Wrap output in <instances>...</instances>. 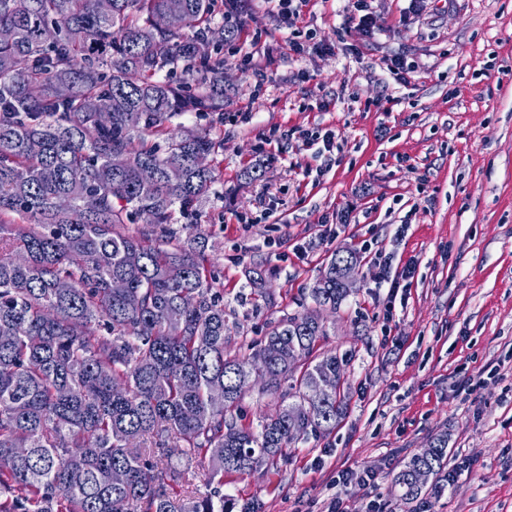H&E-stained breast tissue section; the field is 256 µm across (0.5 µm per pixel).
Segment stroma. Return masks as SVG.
I'll return each mask as SVG.
<instances>
[{
    "mask_svg": "<svg viewBox=\"0 0 512 512\" xmlns=\"http://www.w3.org/2000/svg\"><path fill=\"white\" fill-rule=\"evenodd\" d=\"M368 5L370 34L347 22L346 0H306L289 29L277 0L218 14L235 30L221 50L224 111L169 124L224 141L207 202L174 232L206 235L230 351L302 312L335 251L361 257L317 346L345 365V417L223 491L259 512H324L339 491L352 512L372 500L382 512H512V0ZM395 58L407 82L388 70ZM306 128L332 132L340 151L303 146ZM258 163L263 176L245 182ZM258 263L272 271L265 299L247 284ZM409 265L389 300L381 274ZM441 433L456 479L404 499L396 474ZM345 468L355 476L340 490Z\"/></svg>",
    "mask_w": 512,
    "mask_h": 512,
    "instance_id": "stroma-1",
    "label": "stroma"
}]
</instances>
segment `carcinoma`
Listing matches in <instances>:
<instances>
[{"instance_id": "cac0c4a2", "label": "carcinoma", "mask_w": 512, "mask_h": 512, "mask_svg": "<svg viewBox=\"0 0 512 512\" xmlns=\"http://www.w3.org/2000/svg\"><path fill=\"white\" fill-rule=\"evenodd\" d=\"M0 0V512H233L224 476L244 475L330 434L346 409L343 361L315 356L314 313L278 320L254 352H228L224 303L204 245L173 248L171 225L198 210L224 150L208 129L172 133L184 112L224 111L233 31L216 0ZM163 13L181 25H154ZM181 73L191 84H173ZM70 93L63 97L58 86ZM181 171L171 181L167 170ZM120 224H147L138 235ZM270 270L255 266L262 295ZM337 255L311 289L341 306ZM126 288L116 291L112 281ZM264 394L288 399L258 427L232 415L254 362ZM336 380L315 395L318 377ZM224 408L209 403L215 386ZM151 445L143 447L144 437ZM207 462L214 490L180 495L190 473L172 442ZM448 464V434L396 475L408 499ZM126 474L121 485L112 471Z\"/></svg>"}]
</instances>
